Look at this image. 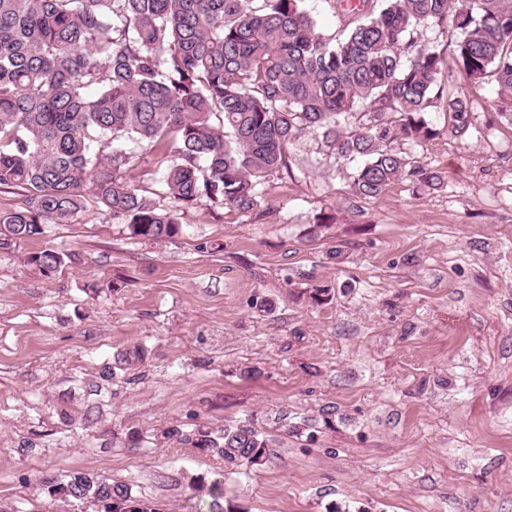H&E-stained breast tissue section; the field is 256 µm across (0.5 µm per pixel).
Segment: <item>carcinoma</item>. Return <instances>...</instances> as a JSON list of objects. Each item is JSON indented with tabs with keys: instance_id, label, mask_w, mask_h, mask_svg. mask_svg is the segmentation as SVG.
Listing matches in <instances>:
<instances>
[{
	"instance_id": "obj_1",
	"label": "carcinoma",
	"mask_w": 512,
	"mask_h": 512,
	"mask_svg": "<svg viewBox=\"0 0 512 512\" xmlns=\"http://www.w3.org/2000/svg\"><path fill=\"white\" fill-rule=\"evenodd\" d=\"M250 2L0 0V189L26 193L24 206L0 212V249L69 223L90 200L134 238L177 236L180 213L161 211L126 177L128 141L160 156L163 192L182 208L249 213L305 133L355 163L349 187L360 202L399 181L441 186L442 172L404 147L440 136L428 112L437 101L448 131L472 126L469 98L445 92L446 68L473 85L493 80L512 106V0H333L335 39L317 31L304 0ZM420 27L461 34L451 61L418 41ZM359 102L367 111L346 121ZM98 140L108 151L93 153ZM68 258L44 249L28 263L50 274ZM180 440L231 467L261 465L272 447L247 427L203 426ZM190 490L224 512L220 481ZM43 491L100 512H160L104 476L67 474Z\"/></svg>"
}]
</instances>
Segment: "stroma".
I'll return each mask as SVG.
<instances>
[{"label": "stroma", "mask_w": 512, "mask_h": 512, "mask_svg": "<svg viewBox=\"0 0 512 512\" xmlns=\"http://www.w3.org/2000/svg\"><path fill=\"white\" fill-rule=\"evenodd\" d=\"M495 97L474 92L465 136L411 148L442 171L434 191L353 207L347 165L306 134L253 212L200 205L151 244L91 203L0 250V512H92L39 491L77 472L163 512L217 478L226 512H512V123ZM127 148L131 181L175 209L158 157ZM46 248L69 256L47 276L27 262ZM203 425L256 429L271 454L228 468L170 436Z\"/></svg>", "instance_id": "obj_1"}]
</instances>
